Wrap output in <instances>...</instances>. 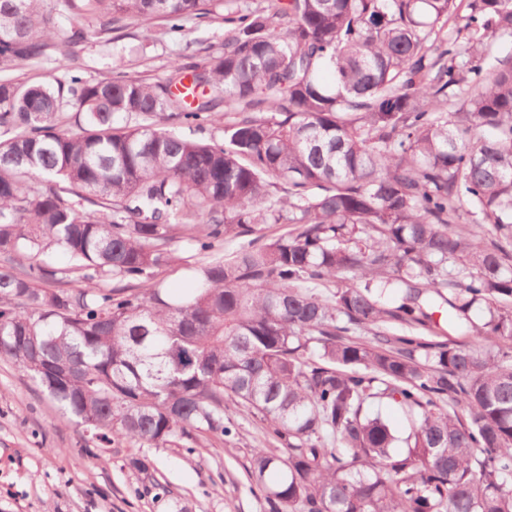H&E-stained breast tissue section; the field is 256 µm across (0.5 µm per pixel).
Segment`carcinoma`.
Listing matches in <instances>:
<instances>
[{
	"mask_svg": "<svg viewBox=\"0 0 512 512\" xmlns=\"http://www.w3.org/2000/svg\"><path fill=\"white\" fill-rule=\"evenodd\" d=\"M268 2L150 83L83 79V20L171 34L210 0H0V72L68 59L0 76V357L101 448L224 437L235 401L287 448L247 468L269 512H512V0L451 29L457 0ZM221 103L223 142L174 131ZM257 224L293 229L224 257ZM1 75H6L19 81L33 82L52 80L54 77L60 76L61 72L56 69V64L50 60L39 68L18 65L7 72H2ZM175 247L180 249L185 262L182 261L166 268L157 277L162 282L163 287L171 294L179 293L182 289L191 286L190 266L195 262L191 257L193 253L188 251L182 242L177 243Z\"/></svg>",
	"mask_w": 512,
	"mask_h": 512,
	"instance_id": "cac0c4a2",
	"label": "carcinoma"
}]
</instances>
